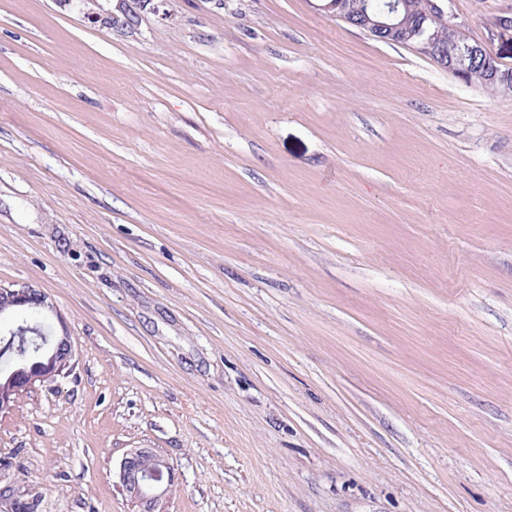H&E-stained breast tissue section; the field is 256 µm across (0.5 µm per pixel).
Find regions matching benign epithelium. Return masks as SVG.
<instances>
[{
	"label": "benign epithelium",
	"mask_w": 512,
	"mask_h": 512,
	"mask_svg": "<svg viewBox=\"0 0 512 512\" xmlns=\"http://www.w3.org/2000/svg\"><path fill=\"white\" fill-rule=\"evenodd\" d=\"M154 0H118V11L95 3L86 13L100 26L125 27L131 18L145 9L158 10ZM442 0L397 2L385 8L372 6L371 0H321L317 9L327 16L349 23L370 37L390 44H401L431 58L454 76L482 86L498 84L512 88V69L500 66L498 59L482 45L468 42L448 22ZM56 312L45 293L28 285L0 284V318L20 309ZM74 349L63 320L50 332L32 362L19 355L12 368L0 374V413L10 412L23 393L36 384L56 379L73 366ZM116 484L134 507L133 512H169L168 502L175 481L169 460L155 448H130L123 455L116 472Z\"/></svg>",
	"instance_id": "benign-epithelium-1"
}]
</instances>
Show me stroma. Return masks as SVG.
<instances>
[{
  "label": "stroma",
  "instance_id": "1",
  "mask_svg": "<svg viewBox=\"0 0 512 512\" xmlns=\"http://www.w3.org/2000/svg\"><path fill=\"white\" fill-rule=\"evenodd\" d=\"M317 0L130 31L0 0V284L71 372L0 414V486L132 512H512V93ZM512 68V0H444ZM39 309L55 313L56 308L48 301L45 293L28 285L18 287L0 284V318L12 316L20 309ZM116 484L135 508L132 512H170L175 481L169 460L154 448H129L115 474Z\"/></svg>",
  "mask_w": 512,
  "mask_h": 512
}]
</instances>
